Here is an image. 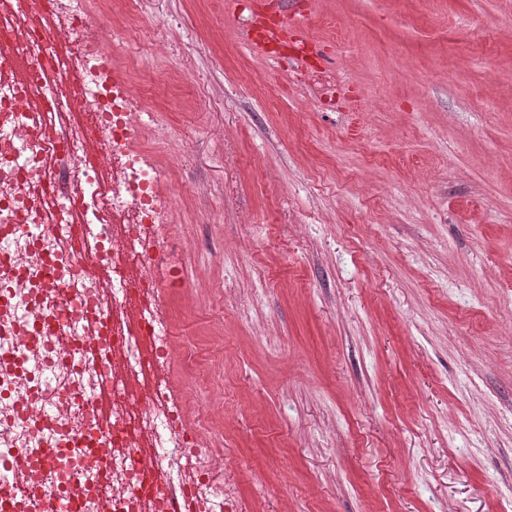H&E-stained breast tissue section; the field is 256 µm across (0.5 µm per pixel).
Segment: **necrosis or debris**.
Returning a JSON list of instances; mask_svg holds the SVG:
<instances>
[{"mask_svg": "<svg viewBox=\"0 0 512 512\" xmlns=\"http://www.w3.org/2000/svg\"><path fill=\"white\" fill-rule=\"evenodd\" d=\"M127 23L120 0H0V492L21 459L56 499L82 487L76 512H224L190 423L223 407L166 374L176 189L139 144L156 97L103 50Z\"/></svg>", "mask_w": 512, "mask_h": 512, "instance_id": "necrosis-or-debris-1", "label": "necrosis or debris"}]
</instances>
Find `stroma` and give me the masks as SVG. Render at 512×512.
Instances as JSON below:
<instances>
[{
	"mask_svg": "<svg viewBox=\"0 0 512 512\" xmlns=\"http://www.w3.org/2000/svg\"><path fill=\"white\" fill-rule=\"evenodd\" d=\"M181 159L172 372L233 512H512V0H126ZM299 19L309 45L280 35ZM162 54H155L153 44Z\"/></svg>",
	"mask_w": 512,
	"mask_h": 512,
	"instance_id": "stroma-1",
	"label": "stroma"
}]
</instances>
